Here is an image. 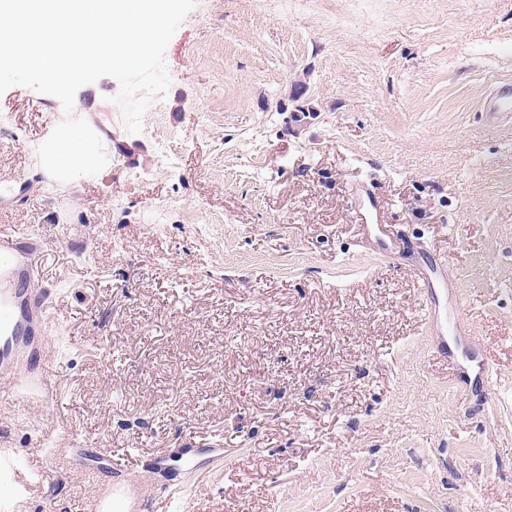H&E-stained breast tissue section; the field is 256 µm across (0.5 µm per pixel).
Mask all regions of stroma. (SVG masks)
I'll list each match as a JSON object with an SVG mask.
<instances>
[{"instance_id":"stroma-1","label":"stroma","mask_w":512,"mask_h":512,"mask_svg":"<svg viewBox=\"0 0 512 512\" xmlns=\"http://www.w3.org/2000/svg\"><path fill=\"white\" fill-rule=\"evenodd\" d=\"M165 60L150 133L126 130L115 78L77 91L108 164L69 182L29 151L50 96L0 95L22 135H0V226L45 244L61 365L52 404L0 408L54 478L18 512H94L114 479L38 445L52 426L129 473L223 441L219 473L175 504L147 490L143 512H512V124L480 114L512 79V0H197ZM363 183L447 253L492 356L490 419L430 356L411 273L360 246Z\"/></svg>"}]
</instances>
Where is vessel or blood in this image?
I'll return each instance as SVG.
<instances>
[{
	"instance_id": "b4317fda",
	"label": "vessel or blood",
	"mask_w": 512,
	"mask_h": 512,
	"mask_svg": "<svg viewBox=\"0 0 512 512\" xmlns=\"http://www.w3.org/2000/svg\"><path fill=\"white\" fill-rule=\"evenodd\" d=\"M485 122L491 126L512 122V81L496 82L481 105ZM361 215L358 226L361 242L367 243L375 257L393 261L415 253L412 271L418 284L425 337L431 354L446 363L452 375V387L468 408L487 412L494 387L493 363L473 335L464 317L466 302L458 281L448 271V259L429 252H415L412 244L391 226L379 220V197L373 185H361L356 193ZM16 232L0 230V371L20 372L19 383L8 393L15 399L37 398L50 401L53 387L48 375L54 364L53 350L44 348L41 331L47 330L48 299L40 288H15L16 275L11 248L18 240ZM67 447L78 448L72 435H63ZM90 468H115L110 452L103 448H78ZM226 448L214 443L190 445L167 453L152 451L133 481L116 480L103 487L97 512H140L144 490L152 488L158 474L175 472L182 480L173 484V492L185 490V481L207 473L222 464ZM0 477L5 478L14 496L26 494L33 485L51 483V475L29 473L19 455L10 448H0Z\"/></svg>"
}]
</instances>
